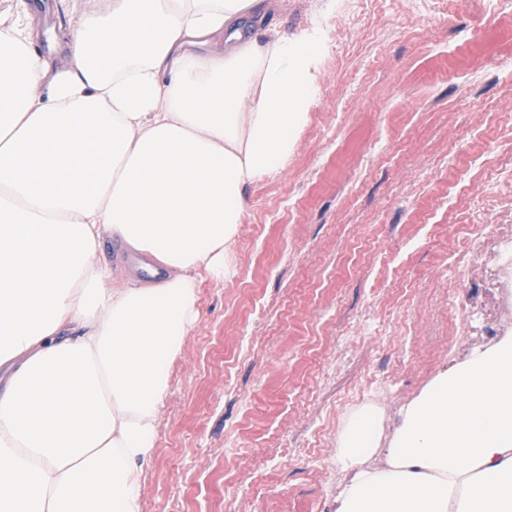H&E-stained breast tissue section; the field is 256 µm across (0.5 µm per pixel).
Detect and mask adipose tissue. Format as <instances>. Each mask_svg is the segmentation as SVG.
I'll list each match as a JSON object with an SVG mask.
<instances>
[{
	"label": "adipose tissue",
	"instance_id": "1",
	"mask_svg": "<svg viewBox=\"0 0 512 512\" xmlns=\"http://www.w3.org/2000/svg\"><path fill=\"white\" fill-rule=\"evenodd\" d=\"M257 0H27L0 17V512H141L170 367L224 275L245 191L290 156L324 35L243 33ZM159 280L97 261L104 238ZM340 434L335 512H512V336L440 373L379 445Z\"/></svg>",
	"mask_w": 512,
	"mask_h": 512
}]
</instances>
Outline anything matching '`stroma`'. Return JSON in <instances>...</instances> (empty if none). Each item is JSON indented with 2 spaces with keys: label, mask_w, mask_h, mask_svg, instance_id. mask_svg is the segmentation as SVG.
<instances>
[{
  "label": "stroma",
  "mask_w": 512,
  "mask_h": 512,
  "mask_svg": "<svg viewBox=\"0 0 512 512\" xmlns=\"http://www.w3.org/2000/svg\"><path fill=\"white\" fill-rule=\"evenodd\" d=\"M324 33L287 166L246 191L223 278L173 362L142 512H333L340 432L382 442L438 374L492 344L478 215L512 225V11L471 0H274ZM474 318L461 335L457 313Z\"/></svg>",
  "instance_id": "35a3bbf8"
}]
</instances>
